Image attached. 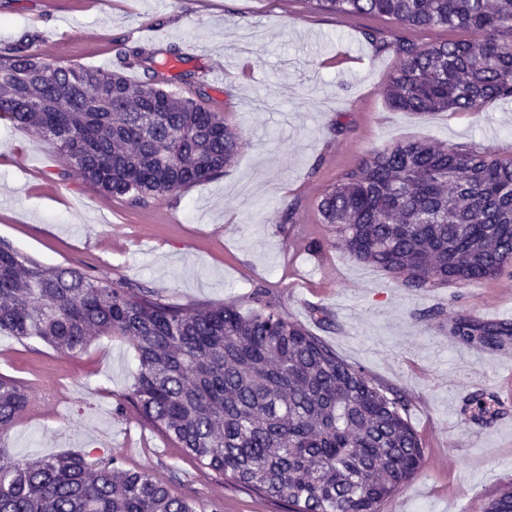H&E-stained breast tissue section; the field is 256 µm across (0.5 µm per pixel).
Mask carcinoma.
<instances>
[{
    "label": "carcinoma",
    "mask_w": 512,
    "mask_h": 512,
    "mask_svg": "<svg viewBox=\"0 0 512 512\" xmlns=\"http://www.w3.org/2000/svg\"><path fill=\"white\" fill-rule=\"evenodd\" d=\"M320 11L388 16L410 29H466L472 38L424 47L401 39L386 89L390 106L421 116L477 112L512 98V0H307ZM122 68L74 70L47 61L25 34L0 47V119L59 146L73 175L132 206L205 182L245 139L200 98L171 89L166 64L115 41ZM337 247L411 293L450 282L488 281L512 268V158L485 149L400 141L344 170L318 202ZM246 315L232 305L184 308L152 290L114 284L81 267L33 261L0 241V333L36 338L66 355L95 336L135 350L138 373L125 400L183 453L289 512H378L421 470L422 443L404 418L409 397L338 358L285 317L259 286ZM457 342L501 349L511 323L460 315ZM29 395L0 375V431ZM493 393H471L466 410L490 424ZM193 496L117 456L0 459V512H203ZM484 512H512V490Z\"/></svg>",
    "instance_id": "cac0c4a2"
}]
</instances>
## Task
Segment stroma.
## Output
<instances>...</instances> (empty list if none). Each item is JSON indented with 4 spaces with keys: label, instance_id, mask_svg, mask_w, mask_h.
Masks as SVG:
<instances>
[{
    "label": "stroma",
    "instance_id": "stroma-1",
    "mask_svg": "<svg viewBox=\"0 0 512 512\" xmlns=\"http://www.w3.org/2000/svg\"><path fill=\"white\" fill-rule=\"evenodd\" d=\"M58 3L48 14L41 0H0V45L24 34L57 39L58 65L102 70L115 67L114 41L156 51L169 74L195 75L194 85L175 80L174 89L201 88L247 143L220 175L139 207L65 176L55 143L0 119V240L44 263L140 284L185 308L232 304L245 313L257 286L270 289L286 316L339 358L410 395L406 418L424 463L379 512H482L491 495L512 487V363L494 350L472 359L466 346L445 344L443 332L462 312L512 322V277L408 293L333 247V230L317 210L346 167L402 140L478 145L512 157L510 99L423 117L392 110L385 98L402 63L399 39L424 45L464 31L407 29L385 17L312 10L304 0H112L103 14L80 0ZM370 31L376 40L367 39ZM300 236L309 245L297 254L291 244ZM317 308L330 324L315 320ZM0 348L8 352L0 375L49 395L0 431V458L113 454L222 512H286L184 458L174 440L123 406L138 368L123 339L100 336L68 356L2 333ZM477 387L503 403L493 424L461 413Z\"/></svg>",
    "mask_w": 512,
    "mask_h": 512
}]
</instances>
